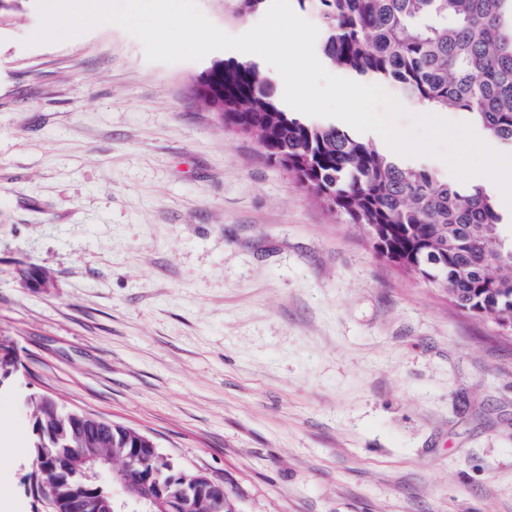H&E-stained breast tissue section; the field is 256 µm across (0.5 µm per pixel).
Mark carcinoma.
Instances as JSON below:
<instances>
[{"instance_id":"1","label":"carcinoma","mask_w":512,"mask_h":512,"mask_svg":"<svg viewBox=\"0 0 512 512\" xmlns=\"http://www.w3.org/2000/svg\"><path fill=\"white\" fill-rule=\"evenodd\" d=\"M316 12L326 61L373 82L397 86L408 99L436 111L467 112L496 142L512 151V0H295ZM201 72L195 95L222 122L255 137L266 156L292 171L331 211L352 224H381L385 246L404 270L419 266L423 239L447 240L448 296L460 310L495 323L512 321V242L502 235L497 198L486 187L448 185L438 175L380 151L372 141L331 123L288 111L259 65L235 57ZM66 413L34 406L33 453L44 467L40 483L56 512H75L77 481L54 463L79 447L59 435ZM136 430H113L101 457L122 464ZM154 467L177 488L179 467Z\"/></svg>"}]
</instances>
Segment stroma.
Masks as SVG:
<instances>
[{
    "label": "stroma",
    "mask_w": 512,
    "mask_h": 512,
    "mask_svg": "<svg viewBox=\"0 0 512 512\" xmlns=\"http://www.w3.org/2000/svg\"><path fill=\"white\" fill-rule=\"evenodd\" d=\"M40 25L35 0L0 22V512H52L30 397L139 430L241 512H512V335L224 128L204 61Z\"/></svg>",
    "instance_id": "1"
}]
</instances>
